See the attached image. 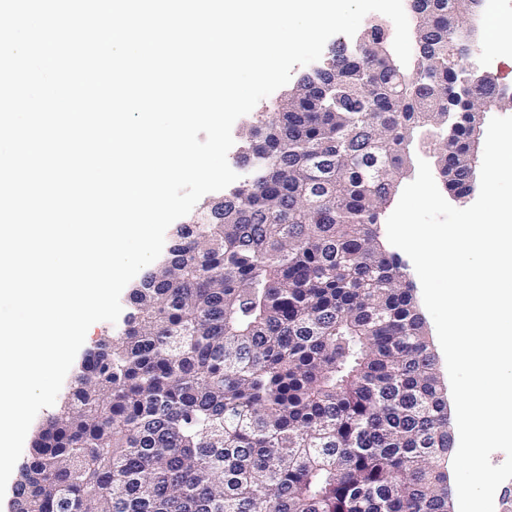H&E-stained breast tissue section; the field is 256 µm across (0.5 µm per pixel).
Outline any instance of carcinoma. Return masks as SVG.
Here are the masks:
<instances>
[{
  "label": "carcinoma",
  "mask_w": 512,
  "mask_h": 512,
  "mask_svg": "<svg viewBox=\"0 0 512 512\" xmlns=\"http://www.w3.org/2000/svg\"><path fill=\"white\" fill-rule=\"evenodd\" d=\"M474 12L427 0L409 71L363 35L250 126L249 177L134 288L19 468L20 512H448V388L377 221L414 133L448 111ZM495 88H475L463 112ZM467 130L433 144L448 189Z\"/></svg>",
  "instance_id": "obj_1"
}]
</instances>
